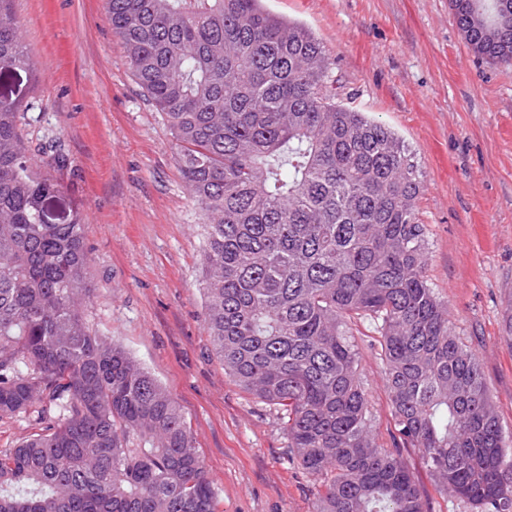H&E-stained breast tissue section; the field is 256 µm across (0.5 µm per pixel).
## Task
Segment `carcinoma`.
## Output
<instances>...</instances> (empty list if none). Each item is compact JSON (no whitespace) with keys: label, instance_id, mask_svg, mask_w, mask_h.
<instances>
[{"label":"carcinoma","instance_id":"cac0c4a2","mask_svg":"<svg viewBox=\"0 0 512 512\" xmlns=\"http://www.w3.org/2000/svg\"><path fill=\"white\" fill-rule=\"evenodd\" d=\"M0 0V71H28ZM487 18L512 0H476ZM130 73L173 137L206 219L205 325L224 373L282 412L315 512H431L416 448L470 512H512V436L476 354L425 276L423 188L403 141L336 102L324 47L262 0H105ZM475 53L512 66L507 40ZM22 102L0 98V418L39 431L0 450V512H219L178 402L121 345L90 332L77 216L33 163ZM378 336L394 448L371 439L358 343Z\"/></svg>","mask_w":512,"mask_h":512}]
</instances>
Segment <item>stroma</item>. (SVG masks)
I'll return each instance as SVG.
<instances>
[{
	"instance_id": "stroma-1",
	"label": "stroma",
	"mask_w": 512,
	"mask_h": 512,
	"mask_svg": "<svg viewBox=\"0 0 512 512\" xmlns=\"http://www.w3.org/2000/svg\"><path fill=\"white\" fill-rule=\"evenodd\" d=\"M304 25L331 59L338 101L393 130L423 182L425 274L452 331L478 356L512 432V67L466 44L449 0H264ZM32 71L0 74L23 98L34 163L54 152L58 224L79 215L90 255L87 325L125 347L182 407L221 512H315L316 490L291 460L280 410L224 373L204 322V215L189 193L163 116L124 63L103 0H14ZM361 378L376 444L395 433L384 365L368 325ZM402 454L432 512H469Z\"/></svg>"
}]
</instances>
